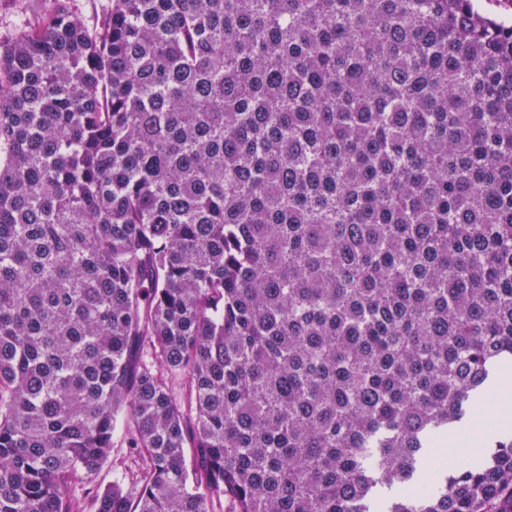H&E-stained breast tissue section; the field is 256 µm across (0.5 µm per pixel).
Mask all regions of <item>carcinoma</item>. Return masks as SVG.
Returning <instances> with one entry per match:
<instances>
[{
  "mask_svg": "<svg viewBox=\"0 0 512 512\" xmlns=\"http://www.w3.org/2000/svg\"><path fill=\"white\" fill-rule=\"evenodd\" d=\"M510 368L511 24L54 0L0 41V512H512V431L420 490ZM111 6V0H73V7L88 27H95L98 20ZM139 469L140 461L126 447L124 433L119 429L114 436V447L109 461L95 477V482L105 486L119 478L123 479L125 486H128L136 480Z\"/></svg>",
  "mask_w": 512,
  "mask_h": 512,
  "instance_id": "1",
  "label": "carcinoma"
}]
</instances>
